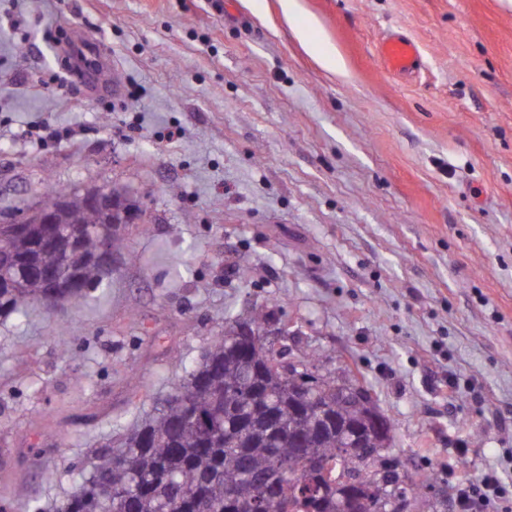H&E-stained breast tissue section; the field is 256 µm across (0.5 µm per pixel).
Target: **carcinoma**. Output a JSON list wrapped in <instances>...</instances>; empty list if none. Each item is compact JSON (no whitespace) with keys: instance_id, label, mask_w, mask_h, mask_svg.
<instances>
[{"instance_id":"1","label":"carcinoma","mask_w":512,"mask_h":512,"mask_svg":"<svg viewBox=\"0 0 512 512\" xmlns=\"http://www.w3.org/2000/svg\"><path fill=\"white\" fill-rule=\"evenodd\" d=\"M112 196V248L125 247L122 210L138 208L117 187ZM68 201L62 224H0V314H21L48 292L41 273L80 274L58 289L61 304L80 305L107 275L96 262L97 225L107 215L84 204L83 192L50 188L40 201ZM265 351L246 354L221 336L175 384L166 405L99 455L62 512H336V477L357 479L400 497L433 487L431 474L415 476L390 451L351 448L342 430L356 411L336 407L331 376L309 354L272 371ZM278 488L259 502L249 476Z\"/></svg>"}]
</instances>
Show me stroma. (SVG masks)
Here are the masks:
<instances>
[{"label":"stroma","instance_id":"stroma-1","mask_svg":"<svg viewBox=\"0 0 512 512\" xmlns=\"http://www.w3.org/2000/svg\"><path fill=\"white\" fill-rule=\"evenodd\" d=\"M299 4L0 0V211L108 183L145 212L84 306L0 317V512H56L255 309L369 389L434 512L458 449L512 485V0ZM391 33L416 73L382 69ZM74 35L115 90L41 88ZM420 55L416 42L399 34L384 37L379 46V59L385 71L394 75H411L418 66Z\"/></svg>","mask_w":512,"mask_h":512}]
</instances>
